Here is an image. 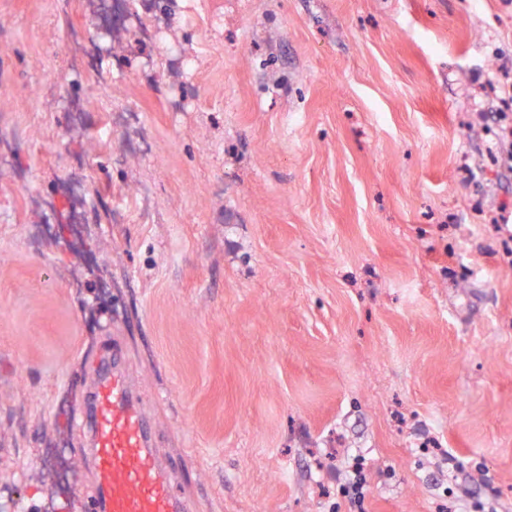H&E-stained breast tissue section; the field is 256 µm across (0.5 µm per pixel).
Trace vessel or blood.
I'll list each match as a JSON object with an SVG mask.
<instances>
[{
	"label": "vessel or blood",
	"mask_w": 512,
	"mask_h": 512,
	"mask_svg": "<svg viewBox=\"0 0 512 512\" xmlns=\"http://www.w3.org/2000/svg\"><path fill=\"white\" fill-rule=\"evenodd\" d=\"M91 428L95 478L105 490L99 512H191L174 495L168 468L154 447L150 423L121 368L97 381Z\"/></svg>",
	"instance_id": "vessel-or-blood-1"
}]
</instances>
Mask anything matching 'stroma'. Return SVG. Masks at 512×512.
<instances>
[{
	"instance_id": "35a3bbf8",
	"label": "stroma",
	"mask_w": 512,
	"mask_h": 512,
	"mask_svg": "<svg viewBox=\"0 0 512 512\" xmlns=\"http://www.w3.org/2000/svg\"><path fill=\"white\" fill-rule=\"evenodd\" d=\"M102 2L0 0V491L88 512L117 353L194 512H512V0ZM487 82L495 93L481 103L475 113V124L496 131V163L500 172L499 187L503 192L512 186V61L499 63ZM440 451L442 455L445 456V459L455 463L453 465L451 472V480L455 483V486L460 490V497L461 500L464 502L463 504H467V502L473 503V500L478 495V491H476V488L484 483V478L481 475H472L470 474V472H467L464 469H462V467H460L456 463L455 456L449 450ZM348 472L349 475H346L345 482L341 484L344 496L351 502H360L365 498V488L367 486L364 463L354 459Z\"/></svg>"
}]
</instances>
